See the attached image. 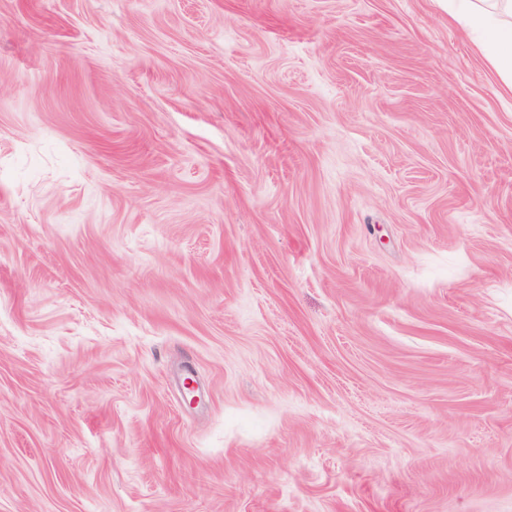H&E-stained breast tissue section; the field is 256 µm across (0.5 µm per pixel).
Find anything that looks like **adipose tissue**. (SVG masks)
<instances>
[{"label":"adipose tissue","mask_w":512,"mask_h":512,"mask_svg":"<svg viewBox=\"0 0 512 512\" xmlns=\"http://www.w3.org/2000/svg\"><path fill=\"white\" fill-rule=\"evenodd\" d=\"M455 17L483 31L481 47L490 68L512 83V0H450Z\"/></svg>","instance_id":"obj_1"}]
</instances>
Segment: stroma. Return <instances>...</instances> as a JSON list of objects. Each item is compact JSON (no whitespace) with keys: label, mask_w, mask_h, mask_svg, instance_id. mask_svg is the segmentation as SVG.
<instances>
[{"label":"stroma","mask_w":512,"mask_h":512,"mask_svg":"<svg viewBox=\"0 0 512 512\" xmlns=\"http://www.w3.org/2000/svg\"><path fill=\"white\" fill-rule=\"evenodd\" d=\"M444 0H0V512H512V89Z\"/></svg>","instance_id":"stroma-1"}]
</instances>
